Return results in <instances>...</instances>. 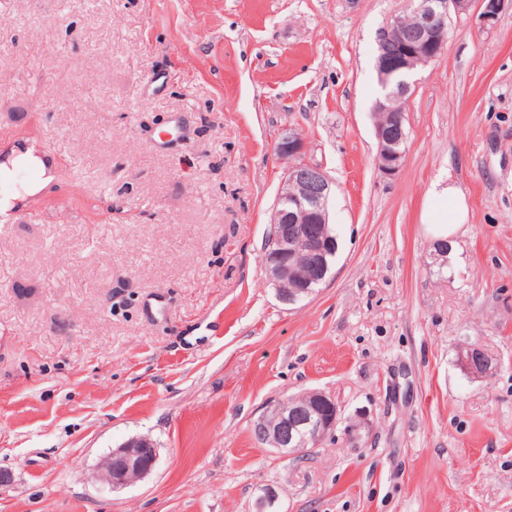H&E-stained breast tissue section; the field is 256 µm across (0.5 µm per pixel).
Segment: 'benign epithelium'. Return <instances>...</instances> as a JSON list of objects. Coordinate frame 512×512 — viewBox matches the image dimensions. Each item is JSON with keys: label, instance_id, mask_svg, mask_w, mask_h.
<instances>
[{"label": "benign epithelium", "instance_id": "7a95c632", "mask_svg": "<svg viewBox=\"0 0 512 512\" xmlns=\"http://www.w3.org/2000/svg\"><path fill=\"white\" fill-rule=\"evenodd\" d=\"M507 0H404L403 11L393 15L377 32L380 55L377 72L380 84L392 92L377 99L373 106L374 133L379 169L397 174L403 165L407 140L405 133L406 102L415 70L438 62L450 14L468 15L478 11L484 25L492 24ZM412 15L414 23L405 24ZM386 113L394 114L388 125L380 121ZM281 154L293 159L288 166L276 203L288 202V208L276 209V227L268 240L264 260L269 281L279 300L294 304L312 294L309 289L314 275L324 271L333 253L328 234L317 229L329 223L328 204L333 182L323 167L299 158L302 141L288 131L278 146ZM294 281L298 287L284 286ZM458 361L474 380L490 376L496 369L491 356L475 343L458 352ZM334 401L319 391L269 404L254 422L253 430L261 444L282 454H299L319 445L336 428ZM156 451L150 440L132 438L113 449L100 464L101 480L114 489L127 486L150 473Z\"/></svg>", "mask_w": 512, "mask_h": 512}]
</instances>
